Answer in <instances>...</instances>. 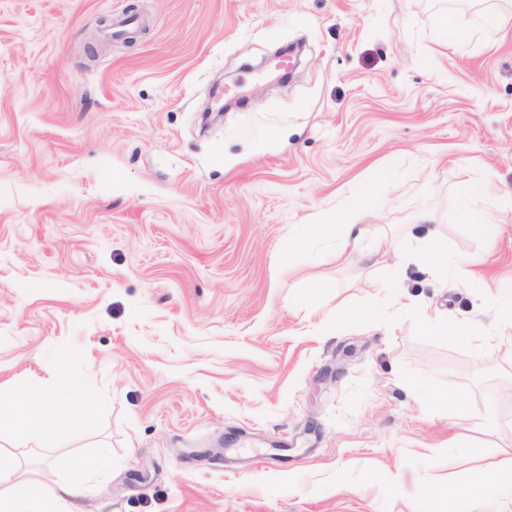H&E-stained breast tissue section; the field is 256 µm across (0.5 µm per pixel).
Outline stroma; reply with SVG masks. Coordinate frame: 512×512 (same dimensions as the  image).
Returning <instances> with one entry per match:
<instances>
[{"label": "stroma", "mask_w": 512, "mask_h": 512, "mask_svg": "<svg viewBox=\"0 0 512 512\" xmlns=\"http://www.w3.org/2000/svg\"><path fill=\"white\" fill-rule=\"evenodd\" d=\"M451 7L0 0V382L64 369L103 402L54 451L112 453L79 512H435L475 448L512 458V346L421 325L495 333L488 300L512 294V206L475 202L491 237L461 218L473 185L512 188V30L446 46ZM123 13L142 26L108 38ZM293 41L295 82L262 81ZM377 175L362 221L415 305L343 326L388 284L313 223ZM422 241L427 246L425 261L432 268L440 265L446 259V249L438 232L433 228L426 227ZM424 329L434 336H448L452 340L476 342L478 346L488 344L494 338L481 336L473 324L448 321V315L436 314L424 320Z\"/></svg>", "instance_id": "1"}]
</instances>
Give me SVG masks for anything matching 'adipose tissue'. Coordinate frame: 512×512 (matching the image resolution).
I'll return each instance as SVG.
<instances>
[{
	"label": "adipose tissue",
	"instance_id": "1",
	"mask_svg": "<svg viewBox=\"0 0 512 512\" xmlns=\"http://www.w3.org/2000/svg\"><path fill=\"white\" fill-rule=\"evenodd\" d=\"M503 21L499 14L477 20L467 12L452 11L438 25L436 38L446 45L464 42L477 34L490 40ZM380 186V181H371L358 189L350 203L325 217L321 229L334 241L337 261L349 260L353 256L351 245L369 234V225L361 223L360 217L376 203ZM383 268L390 284L387 301L373 299L358 306H342L341 322L373 323L385 316L387 304L412 306V298L399 286L397 267ZM93 409L83 384L67 373L58 374L49 389L0 384V423L9 424L16 438L34 440L40 448L58 447L60 433L79 427ZM111 466L112 456L105 450L93 456H75L69 460L61 481L46 483L27 476L20 454L1 448L0 512H78L74 501L85 485ZM489 473L494 476L490 482L485 479ZM501 494L512 512V459L487 462L476 468L470 480L441 486L439 499L446 503L460 501L465 503L467 512H480L483 503Z\"/></svg>",
	"mask_w": 512,
	"mask_h": 512
}]
</instances>
